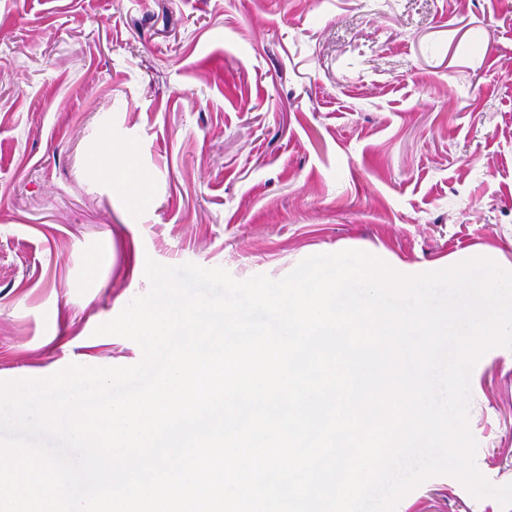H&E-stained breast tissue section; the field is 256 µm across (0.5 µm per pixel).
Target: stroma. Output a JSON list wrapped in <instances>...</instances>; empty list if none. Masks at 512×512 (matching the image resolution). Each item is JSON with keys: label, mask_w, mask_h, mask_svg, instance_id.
Masks as SVG:
<instances>
[{"label": "stroma", "mask_w": 512, "mask_h": 512, "mask_svg": "<svg viewBox=\"0 0 512 512\" xmlns=\"http://www.w3.org/2000/svg\"><path fill=\"white\" fill-rule=\"evenodd\" d=\"M342 250L512 267V0H0V381L122 365L95 329L146 260L280 279ZM470 388L476 467L512 483V349ZM397 512L512 507L435 475ZM100 148L95 152L98 154L100 163L96 170L99 177L111 179L117 173L116 168L123 161L127 153V149L123 147H116L112 145V138L109 133H102L99 138Z\"/></svg>", "instance_id": "1"}]
</instances>
